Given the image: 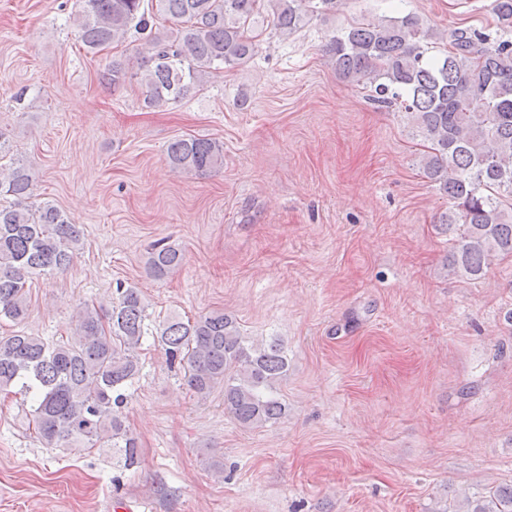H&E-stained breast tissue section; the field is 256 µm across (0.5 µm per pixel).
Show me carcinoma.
<instances>
[{
    "instance_id": "obj_1",
    "label": "carcinoma",
    "mask_w": 512,
    "mask_h": 512,
    "mask_svg": "<svg viewBox=\"0 0 512 512\" xmlns=\"http://www.w3.org/2000/svg\"><path fill=\"white\" fill-rule=\"evenodd\" d=\"M335 9L336 0H82L72 25L90 53L124 42L133 28L144 35L137 68L113 63L112 85L134 81L144 104L161 108L213 72L245 65L257 52L258 19L288 36ZM492 9L512 27V0H492ZM444 39L409 13L354 22L330 38L326 53L342 79L412 115L427 143L423 173L454 208L445 225H465L450 265L477 279L495 256H512V42L460 29L444 55L431 54ZM167 156L173 168L198 175L224 164L223 145L194 136L171 141ZM0 197L12 198L0 205V320L21 323L30 314L28 283L65 270L82 234L54 203L30 201V175L18 161L0 169ZM182 261L179 245L161 239L148 251L147 269L163 279ZM115 293L109 309L76 307L69 339L0 336V394L16 387L33 394L31 422L43 447L110 448L131 468L139 441L124 408L141 370L148 305L135 287L119 283ZM155 337L199 398L224 388V412L240 426L273 424L285 414L277 385L288 357L278 340H247L222 311L167 317ZM473 512H512V489L496 490Z\"/></svg>"
}]
</instances>
